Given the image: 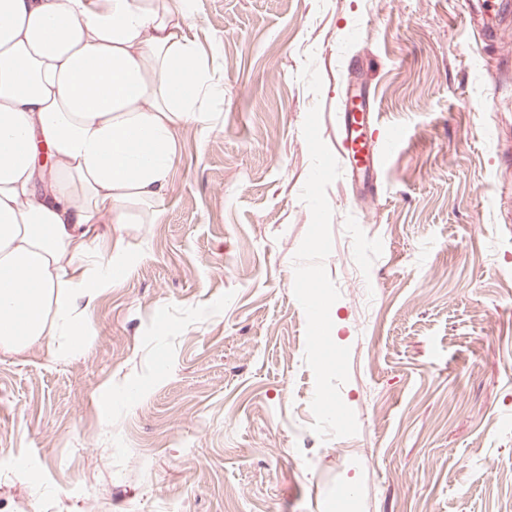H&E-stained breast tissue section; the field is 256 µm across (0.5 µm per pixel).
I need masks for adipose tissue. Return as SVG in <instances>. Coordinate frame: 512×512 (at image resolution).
Listing matches in <instances>:
<instances>
[{
  "mask_svg": "<svg viewBox=\"0 0 512 512\" xmlns=\"http://www.w3.org/2000/svg\"><path fill=\"white\" fill-rule=\"evenodd\" d=\"M192 0H0V349L90 342L92 301L156 224L178 133L207 130L223 75Z\"/></svg>",
  "mask_w": 512,
  "mask_h": 512,
  "instance_id": "adipose-tissue-1",
  "label": "adipose tissue"
}]
</instances>
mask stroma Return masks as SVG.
Instances as JSON below:
<instances>
[{"label": "stroma", "instance_id": "stroma-1", "mask_svg": "<svg viewBox=\"0 0 512 512\" xmlns=\"http://www.w3.org/2000/svg\"><path fill=\"white\" fill-rule=\"evenodd\" d=\"M471 8L193 0L224 72L211 128L180 131L90 344L0 351V512H512V54ZM354 57L402 139L377 194L327 189L359 431L323 440L293 294L302 125L319 107L335 146Z\"/></svg>", "mask_w": 512, "mask_h": 512}]
</instances>
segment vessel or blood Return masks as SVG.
I'll return each instance as SVG.
<instances>
[{
    "label": "vessel or blood",
    "instance_id": "obj_1",
    "mask_svg": "<svg viewBox=\"0 0 512 512\" xmlns=\"http://www.w3.org/2000/svg\"><path fill=\"white\" fill-rule=\"evenodd\" d=\"M363 81L349 83L344 96V108L336 118L338 150L345 175L359 191L372 190L374 176L380 170L385 150L397 146L400 136L393 133L374 140L376 124L373 104L363 95Z\"/></svg>",
    "mask_w": 512,
    "mask_h": 512
}]
</instances>
